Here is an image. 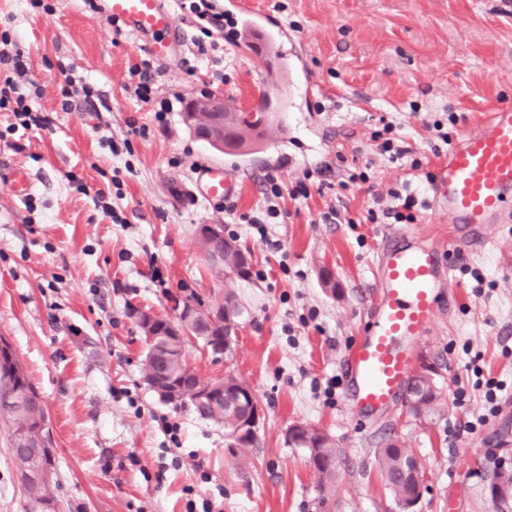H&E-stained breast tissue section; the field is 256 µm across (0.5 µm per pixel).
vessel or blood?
<instances>
[{
	"label": "vessel or blood",
	"mask_w": 512,
	"mask_h": 512,
	"mask_svg": "<svg viewBox=\"0 0 512 512\" xmlns=\"http://www.w3.org/2000/svg\"><path fill=\"white\" fill-rule=\"evenodd\" d=\"M100 11L140 40L154 59L180 51L184 31L167 0H100ZM285 30H273L264 15L243 26L246 53L265 61ZM203 195L224 200L234 186L223 168L199 174ZM434 207L447 214L453 232L448 243L430 242L414 233L386 236L375 272L381 291L365 336L348 350L347 402L352 413L387 409L411 376L414 346L432 325L438 297L451 276L448 252L482 239L494 224L512 222V104L495 107L465 130L437 164Z\"/></svg>",
	"instance_id": "b4317fda"
}]
</instances>
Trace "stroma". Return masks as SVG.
I'll return each mask as SVG.
<instances>
[{
    "instance_id": "stroma-1",
    "label": "stroma",
    "mask_w": 512,
    "mask_h": 512,
    "mask_svg": "<svg viewBox=\"0 0 512 512\" xmlns=\"http://www.w3.org/2000/svg\"><path fill=\"white\" fill-rule=\"evenodd\" d=\"M0 0V34L28 57L40 88L32 107L46 127L14 128L0 112V336H6L50 414L54 499L42 510L17 479L0 423V512H316L318 477L289 446L301 422L324 431L340 454L330 487L335 512H398L374 465L390 438L426 467L416 512H495L468 474L500 440L512 442V233L452 253L451 289L440 297L415 362L435 367L440 418L419 422L403 402L357 417L345 401L344 355L372 321L373 276L386 235L410 230L448 239L426 175L452 138L489 108L512 103V6L504 0H238L223 29L204 35L170 0L186 44L155 63L156 99L125 88L146 52L83 0ZM265 12L284 29L273 69L249 59L242 16ZM209 39L207 53L196 43ZM90 84L91 99L60 106L65 77ZM216 94L231 110L267 95L287 102L284 129L248 155L211 151L183 126L186 101ZM170 111L158 123V101ZM412 151L397 162L372 140L383 123ZM420 168H412V159ZM233 178L235 213L204 198L203 165ZM330 165L329 177L318 168ZM20 165L34 182L15 197L3 171ZM355 169L369 179L340 190ZM308 194L265 211L267 180ZM422 187L409 227L367 223L378 197ZM339 210V220L328 219ZM223 225L252 253L234 291L244 306L234 357L188 345L205 378L233 373L262 409L257 441L228 447L224 427L192 407L165 403L144 382V342L134 311L174 318L175 299L222 301L224 275L200 249V225ZM498 388L495 404L487 385ZM177 423L164 432L160 418Z\"/></svg>"
}]
</instances>
